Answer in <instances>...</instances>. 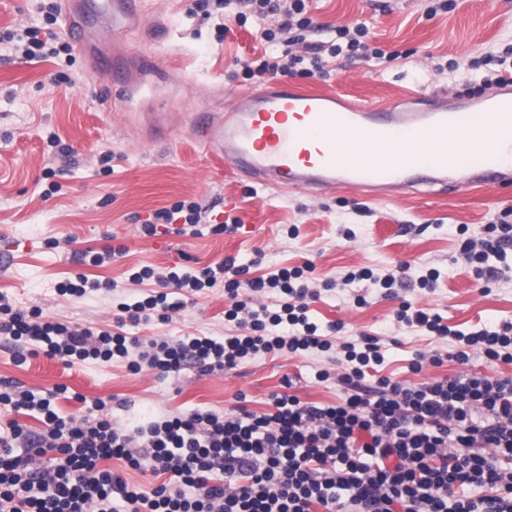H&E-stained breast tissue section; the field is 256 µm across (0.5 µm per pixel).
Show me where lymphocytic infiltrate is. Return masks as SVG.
I'll return each mask as SVG.
<instances>
[{
    "label": "lymphocytic infiltrate",
    "instance_id": "1",
    "mask_svg": "<svg viewBox=\"0 0 512 512\" xmlns=\"http://www.w3.org/2000/svg\"><path fill=\"white\" fill-rule=\"evenodd\" d=\"M201 11H219L216 25L262 21L261 38L283 41L281 55L245 61L247 78L312 77L323 73L321 45L305 34L315 23L306 0H201ZM24 42L26 57L41 60L71 54L60 39L44 40L40 29L6 32L0 45ZM208 210L196 201L158 209L140 226L144 237L179 223L196 236ZM457 227L460 253L477 279L494 284L512 277L505 267L512 224H490L482 238ZM311 265L272 268L251 276L250 267L227 257L212 265L166 272L144 266L131 283L152 282L135 301L117 302L118 324L171 321L191 296L223 287L229 299L225 321L235 333L142 340L125 332L79 328L46 321L39 309H22L0 295V341L23 342L30 355L66 365L120 363L130 371L167 376L187 364L201 370H232L261 354L332 352L341 397L333 404L271 397L272 412L238 405L230 413L190 411L147 416L132 427L117 426L103 399L86 415L64 414L57 401L67 387L35 393L0 382V405L34 411L43 431L9 421L0 427V512H512V376L461 373L424 383L371 378L385 361L378 337L345 341L339 322L321 324L309 304L321 295L311 287ZM280 301L269 308L268 297ZM398 323L438 339H452L457 363L480 354L512 363V321L470 332L453 330L439 313L402 302ZM117 460L151 474L134 483L107 468Z\"/></svg>",
    "mask_w": 512,
    "mask_h": 512
}]
</instances>
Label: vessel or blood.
Segmentation results:
<instances>
[{"label":"vessel or blood","instance_id":"obj_1","mask_svg":"<svg viewBox=\"0 0 512 512\" xmlns=\"http://www.w3.org/2000/svg\"><path fill=\"white\" fill-rule=\"evenodd\" d=\"M137 19V0H113L114 36ZM474 132L485 142L478 159L449 150ZM196 136L232 174L266 190L345 187L387 198L422 185L511 188L512 84L476 99L411 96L381 106L274 82L200 113Z\"/></svg>","mask_w":512,"mask_h":512}]
</instances>
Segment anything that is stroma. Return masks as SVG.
Instances as JSON below:
<instances>
[{"label": "stroma", "instance_id": "1", "mask_svg": "<svg viewBox=\"0 0 512 512\" xmlns=\"http://www.w3.org/2000/svg\"><path fill=\"white\" fill-rule=\"evenodd\" d=\"M319 23L311 33L325 42L337 26L365 23L371 46L394 53L391 61L337 57L328 78L291 77L304 89L389 103L410 94L465 95L479 84L471 62L512 46V0H456L454 10L431 16L429 0H310ZM145 16H160L161 31L130 37H104L101 24L83 29L87 54H75L66 69L50 61H30L0 51V247L13 244L12 264L0 271V293L22 307H38L46 319L81 327L112 329V296L99 291L81 298L60 296L65 279L82 273L122 280L127 270L149 266H203L227 257L251 264L252 275L268 267L312 263L316 282L339 279L350 268L391 271L398 277L396 298L385 299L362 283L354 290L333 289L312 304L322 321H339L342 338L362 334L385 345L382 375L425 382L459 372L455 360L425 366L412 374L416 353L445 350L446 344L400 327L394 313L400 300L440 312L448 326L469 330L512 321V282L483 283L458 260L456 227L468 225L483 236L485 225L512 214V189H461L438 194L375 200L342 188L322 195L302 190L266 191L238 179L223 163L206 156L199 141L180 128L182 113L218 104L220 94L260 88L259 80L240 78L244 61L263 50L261 28L232 27L218 39L213 20L196 0H144ZM66 79H59L58 71ZM56 131L64 145L49 153L44 137ZM112 153V171H101L99 154ZM55 169L46 180V169ZM59 189L48 193L49 183ZM181 200L212 206L216 223L238 220L234 233L200 236L160 231L141 237L138 226L161 208ZM300 227L291 239L284 225ZM346 224L353 239L338 232ZM124 245L125 255L100 267L82 264L80 255L109 244ZM441 273L435 290L419 288L428 269ZM365 295L356 306L353 294ZM223 288L196 297L167 323L136 328L148 340L232 332L224 321ZM337 371L327 354L265 355L232 371L203 373L187 367L166 377L156 371L130 372L121 364L64 366L43 356L20 358L0 346V380L21 389L58 385L86 399L112 402L117 425L145 413L193 409L224 412L239 397L257 412L270 409L272 394L291 390L302 401L332 404L340 391L334 381H319L320 370Z\"/></svg>", "mask_w": 512, "mask_h": 512}]
</instances>
